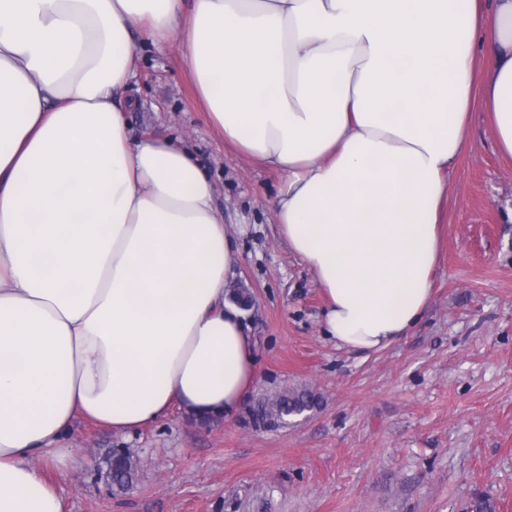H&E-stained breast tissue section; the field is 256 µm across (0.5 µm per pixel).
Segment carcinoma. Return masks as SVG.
<instances>
[{"label":"carcinoma","mask_w":512,"mask_h":512,"mask_svg":"<svg viewBox=\"0 0 512 512\" xmlns=\"http://www.w3.org/2000/svg\"><path fill=\"white\" fill-rule=\"evenodd\" d=\"M320 397L310 389H286L272 396L257 398L245 412L244 419L257 429L277 430L288 418L319 405ZM106 458L112 460V491L123 492L132 487L138 476V464L128 448H112Z\"/></svg>","instance_id":"cac0c4a2"}]
</instances>
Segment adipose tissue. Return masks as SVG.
<instances>
[{
	"label": "adipose tissue",
	"mask_w": 512,
	"mask_h": 512,
	"mask_svg": "<svg viewBox=\"0 0 512 512\" xmlns=\"http://www.w3.org/2000/svg\"><path fill=\"white\" fill-rule=\"evenodd\" d=\"M174 38L225 142L285 174L338 347L420 320L474 111L512 162V0H0V512H64L76 420L229 418L255 381L217 188L118 101Z\"/></svg>",
	"instance_id": "adipose-tissue-1"
}]
</instances>
